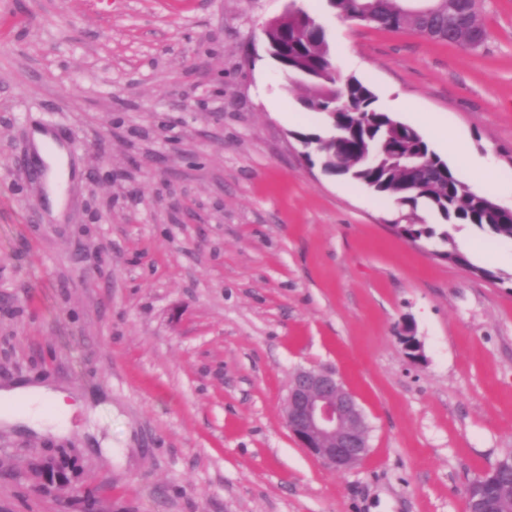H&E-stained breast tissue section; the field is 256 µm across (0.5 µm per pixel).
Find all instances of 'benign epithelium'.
<instances>
[{"mask_svg":"<svg viewBox=\"0 0 512 512\" xmlns=\"http://www.w3.org/2000/svg\"><path fill=\"white\" fill-rule=\"evenodd\" d=\"M288 430L322 464L338 471L354 468L367 454L368 425L353 393L321 369H302L291 379L284 404ZM58 461L48 458L35 466L42 490L67 498L71 483L56 473ZM512 459L500 458L466 490L467 512H494L490 490L496 491Z\"/></svg>","mask_w":512,"mask_h":512,"instance_id":"7a95c632","label":"benign epithelium"}]
</instances>
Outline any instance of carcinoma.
<instances>
[{"label":"carcinoma","mask_w":512,"mask_h":512,"mask_svg":"<svg viewBox=\"0 0 512 512\" xmlns=\"http://www.w3.org/2000/svg\"><path fill=\"white\" fill-rule=\"evenodd\" d=\"M328 8L350 20H363L365 3L372 4L370 24L388 30L410 29L437 42L472 48V35L487 36L477 0H441L429 15L399 11L396 0H327ZM271 56L286 76L304 86L303 106L329 120L330 131L302 135L327 171L347 176L402 205L425 200L445 220L473 224L496 237L512 240V213L489 206L491 197L470 190L446 161L432 151L412 126L393 119L376 106L369 86L356 78L336 85L333 59L325 33L312 35L303 17L290 13L268 34ZM421 238H438L448 249L438 256L471 266L454 246L448 230L415 224Z\"/></svg>","instance_id":"cac0c4a2"}]
</instances>
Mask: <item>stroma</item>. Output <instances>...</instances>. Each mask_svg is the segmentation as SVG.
<instances>
[{
  "instance_id": "stroma-1",
  "label": "stroma",
  "mask_w": 512,
  "mask_h": 512,
  "mask_svg": "<svg viewBox=\"0 0 512 512\" xmlns=\"http://www.w3.org/2000/svg\"><path fill=\"white\" fill-rule=\"evenodd\" d=\"M291 3L339 79L512 206V0H483L475 49L326 0H0V382L76 408L62 437L0 423V512H465L512 450V241L452 224L471 265L448 262L396 231L436 212L306 161L296 135L325 119L264 35ZM37 131L73 172L59 219ZM309 367L364 411L350 471L284 421ZM43 458L67 461L68 500L35 488Z\"/></svg>"
}]
</instances>
